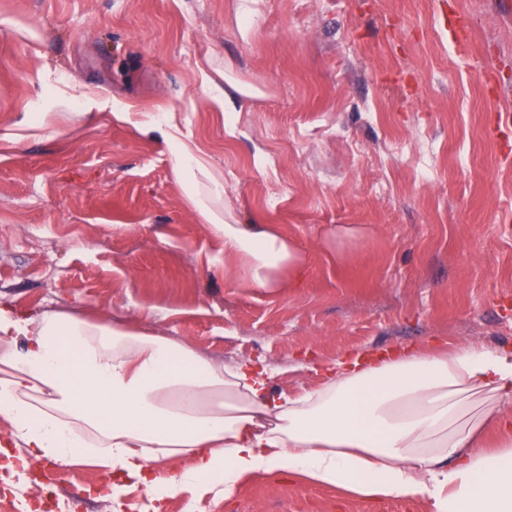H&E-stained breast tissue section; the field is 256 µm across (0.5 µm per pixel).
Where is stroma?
<instances>
[{"label":"stroma","instance_id":"1","mask_svg":"<svg viewBox=\"0 0 512 512\" xmlns=\"http://www.w3.org/2000/svg\"><path fill=\"white\" fill-rule=\"evenodd\" d=\"M243 94L225 97L230 85ZM130 113L112 123V111ZM178 113L224 204L302 247L295 286L242 288L145 114ZM512 0H0V303L179 339L274 393L346 353L512 350ZM81 464L19 483L82 512L116 504ZM166 512H434L287 474Z\"/></svg>","mask_w":512,"mask_h":512}]
</instances>
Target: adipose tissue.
Returning <instances> with one entry per match:
<instances>
[{"label":"adipose tissue","instance_id":"adipose-tissue-1","mask_svg":"<svg viewBox=\"0 0 512 512\" xmlns=\"http://www.w3.org/2000/svg\"><path fill=\"white\" fill-rule=\"evenodd\" d=\"M162 129L173 171L201 223L224 238L245 288L295 281L298 244L224 207V174L176 113ZM512 350L347 355L320 384L273 394L264 372L224 368L187 344L60 312L22 319L0 305V450L13 473L32 460L85 459L120 499L141 489L150 512L201 485L224 498L260 473H288L365 500L427 497L435 512H512ZM186 461L178 476L161 462Z\"/></svg>","mask_w":512,"mask_h":512}]
</instances>
